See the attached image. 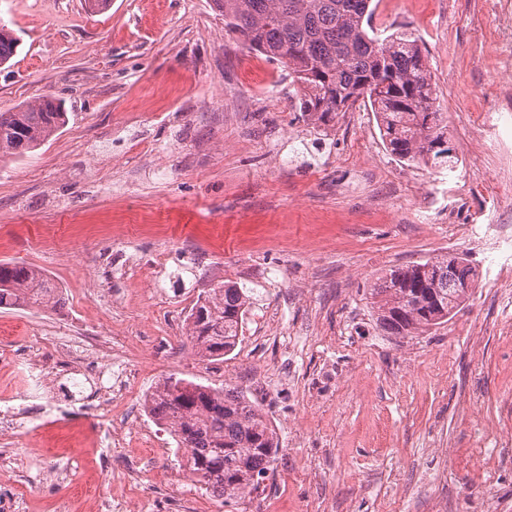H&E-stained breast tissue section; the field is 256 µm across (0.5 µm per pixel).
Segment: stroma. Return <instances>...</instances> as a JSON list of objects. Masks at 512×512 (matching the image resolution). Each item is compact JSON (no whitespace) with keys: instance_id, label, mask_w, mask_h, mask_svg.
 I'll return each instance as SVG.
<instances>
[{"instance_id":"1","label":"stroma","mask_w":512,"mask_h":512,"mask_svg":"<svg viewBox=\"0 0 512 512\" xmlns=\"http://www.w3.org/2000/svg\"><path fill=\"white\" fill-rule=\"evenodd\" d=\"M495 0H394L382 34L403 27L426 49L459 161L408 166L384 148L375 115L356 108L317 132L296 110L280 65L224 30L213 0H0L20 39L0 66V111L44 95L70 121L21 158L0 161V261L40 269L63 292L57 310L0 308V355L37 349L77 325L133 372L130 396L169 376L238 388L279 437L259 489L227 506L193 477L152 417L117 405L104 442L70 410L33 427L39 481L15 476V512H73L125 495V512H512V252L491 268L471 238L440 219L449 186L468 215L512 225L486 206L501 190L493 116L499 62L512 59ZM111 153L104 177L86 157ZM166 265L147 268L156 251ZM462 254L478 273L466 303L422 336L387 335L368 290L390 268ZM146 270L129 277L126 262ZM233 282L250 305L232 353L198 356L169 310ZM150 434L156 449L139 446ZM83 444L86 455L68 457ZM108 454L117 469L100 472ZM140 455V468L125 470ZM72 498V497H71Z\"/></svg>"}]
</instances>
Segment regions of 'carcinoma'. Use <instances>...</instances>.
I'll list each match as a JSON object with an SVG mask.
<instances>
[{"instance_id": "obj_1", "label": "carcinoma", "mask_w": 512, "mask_h": 512, "mask_svg": "<svg viewBox=\"0 0 512 512\" xmlns=\"http://www.w3.org/2000/svg\"><path fill=\"white\" fill-rule=\"evenodd\" d=\"M225 31L242 46L283 65L296 88V108L322 131L361 101L374 112L385 149L398 161L452 169L448 122L436 105V86L419 37L405 31L380 38L372 0H213ZM18 38L0 23V66ZM64 104L45 96L0 111V158L23 157L68 124ZM476 269L464 257L443 255L389 270L371 288L380 327L392 336H417L445 324L467 299ZM249 296L235 283L199 295L186 337L208 360H222L243 335ZM62 290L41 271L0 262V308L55 310ZM150 415L187 452L199 480L236 504L260 487L279 452L271 421L236 388L183 378L159 382Z\"/></svg>"}]
</instances>
